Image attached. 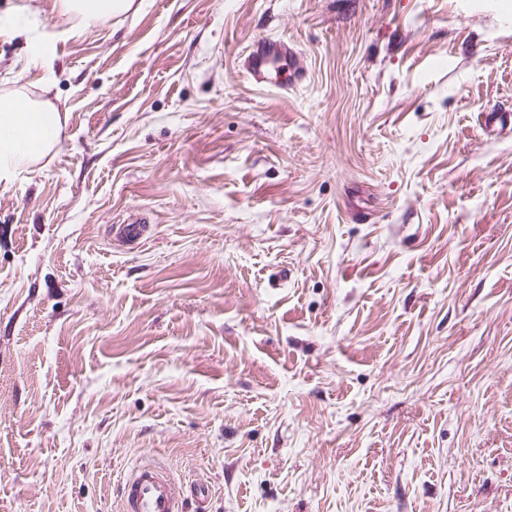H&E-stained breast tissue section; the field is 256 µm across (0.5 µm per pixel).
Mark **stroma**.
<instances>
[{"label":"stroma","instance_id":"1","mask_svg":"<svg viewBox=\"0 0 512 512\" xmlns=\"http://www.w3.org/2000/svg\"><path fill=\"white\" fill-rule=\"evenodd\" d=\"M16 93L63 124L0 190V512L149 458L209 512H512V0H0ZM60 3L65 13L78 18L82 26L89 28L127 12L134 0H61ZM295 55L294 48L286 43L260 38L254 42L246 59V69L260 87L288 89L293 81L288 79V86L279 83L280 63L287 59L291 62Z\"/></svg>","mask_w":512,"mask_h":512}]
</instances>
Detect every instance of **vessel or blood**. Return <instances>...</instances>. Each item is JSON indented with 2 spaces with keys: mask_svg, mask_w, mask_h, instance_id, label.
<instances>
[{
  "mask_svg": "<svg viewBox=\"0 0 512 512\" xmlns=\"http://www.w3.org/2000/svg\"><path fill=\"white\" fill-rule=\"evenodd\" d=\"M294 48L266 38L258 39L246 59V69L256 85L275 87L279 84V68L284 60L293 59ZM194 499L195 512H208V501L202 492L187 496L183 485L161 462L137 464L122 484L123 512H186L187 499Z\"/></svg>",
  "mask_w": 512,
  "mask_h": 512,
  "instance_id": "1",
  "label": "vessel or blood"
}]
</instances>
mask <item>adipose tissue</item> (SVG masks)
<instances>
[{
  "label": "adipose tissue",
  "mask_w": 512,
  "mask_h": 512,
  "mask_svg": "<svg viewBox=\"0 0 512 512\" xmlns=\"http://www.w3.org/2000/svg\"><path fill=\"white\" fill-rule=\"evenodd\" d=\"M134 0H61L67 14L84 27H93L131 9ZM60 114L47 100L21 95L0 97V185L10 186L56 146Z\"/></svg>",
  "instance_id": "adipose-tissue-1"
}]
</instances>
